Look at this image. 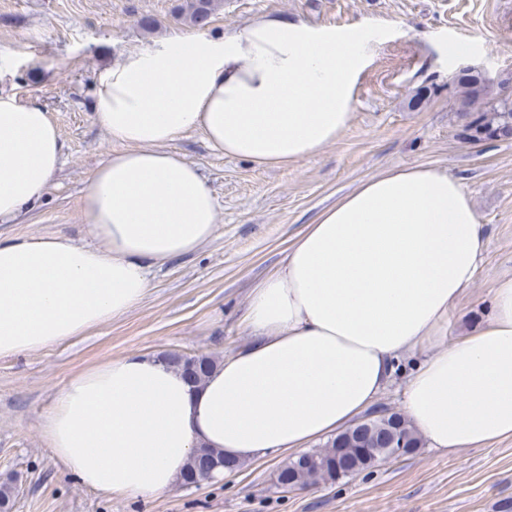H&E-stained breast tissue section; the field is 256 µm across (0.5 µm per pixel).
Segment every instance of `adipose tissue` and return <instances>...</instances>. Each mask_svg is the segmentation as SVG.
Here are the masks:
<instances>
[{
  "mask_svg": "<svg viewBox=\"0 0 512 512\" xmlns=\"http://www.w3.org/2000/svg\"><path fill=\"white\" fill-rule=\"evenodd\" d=\"M365 47L361 29L265 13L235 34L177 36L99 69L95 122L125 149L85 190L89 243L0 236V357L123 316L146 295L149 267L212 238L216 199L171 150L180 135L200 132L211 149L261 167L295 163L350 122ZM63 157L43 106L0 96V223L39 197ZM484 249L458 178L391 168L306 225L250 290V343L201 385L151 353L84 370L41 425L47 445L82 485L151 500L198 448L240 464L299 453L352 426L400 359L419 352L403 403L431 448L512 438V278L491 288L486 322L442 340Z\"/></svg>",
  "mask_w": 512,
  "mask_h": 512,
  "instance_id": "1",
  "label": "adipose tissue"
}]
</instances>
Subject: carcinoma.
Masks as SVG:
<instances>
[{"label": "carcinoma", "mask_w": 512, "mask_h": 512, "mask_svg": "<svg viewBox=\"0 0 512 512\" xmlns=\"http://www.w3.org/2000/svg\"><path fill=\"white\" fill-rule=\"evenodd\" d=\"M216 8L217 0H185L178 8V18L204 30L211 25ZM454 82L459 88L457 111L467 119L464 125L466 137L472 142L512 140V99L492 92L486 80L469 69L456 73ZM163 360L182 370L196 384L203 382L219 363V358L212 354L168 353ZM362 428L380 440L395 436L404 441L405 447L377 448L374 453L364 455L360 452L358 437ZM422 446L421 436L410 421L399 412H391L373 417L364 424L358 423L336 435L322 448L287 462L279 468L276 480L287 475L293 485L300 488L332 484L389 460L395 452L407 455ZM223 461L222 453L203 448L190 461L186 475L196 474L204 480L212 469L222 466ZM14 490V482L0 483V512H10Z\"/></svg>", "instance_id": "obj_1"}]
</instances>
